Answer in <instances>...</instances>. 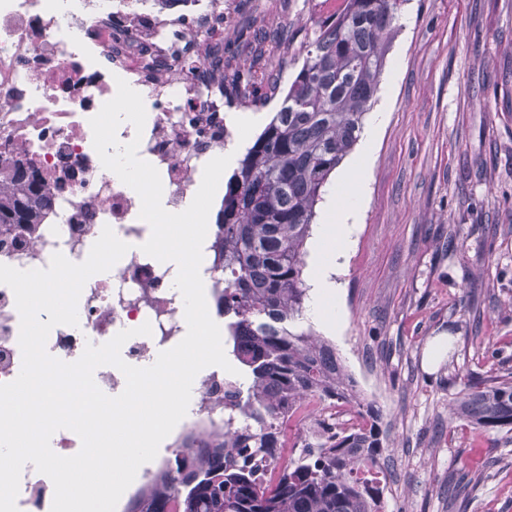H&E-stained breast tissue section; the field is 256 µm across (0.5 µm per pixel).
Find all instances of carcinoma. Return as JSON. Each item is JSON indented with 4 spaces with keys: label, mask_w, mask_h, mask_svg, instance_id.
<instances>
[{
    "label": "carcinoma",
    "mask_w": 512,
    "mask_h": 512,
    "mask_svg": "<svg viewBox=\"0 0 512 512\" xmlns=\"http://www.w3.org/2000/svg\"><path fill=\"white\" fill-rule=\"evenodd\" d=\"M406 0H337L302 46L303 63L277 111L228 178L216 214L224 240V333L240 364L241 387L224 393V440L175 450L165 473L133 495L126 512H383L385 436L380 412L361 398L332 344L300 325L309 288L304 246L331 175L359 141ZM262 51L266 33L248 22ZM233 42L209 45L205 67L219 91L255 100L253 66L237 62ZM0 225L40 224L51 198L39 171L0 156ZM356 409L341 432L317 424L316 441L297 435L283 462L284 425L315 401ZM452 418L491 433L512 430V377L464 383Z\"/></svg>",
    "instance_id": "cac0c4a2"
}]
</instances>
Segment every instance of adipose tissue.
<instances>
[{
	"label": "adipose tissue",
	"instance_id": "ef3b65f1",
	"mask_svg": "<svg viewBox=\"0 0 512 512\" xmlns=\"http://www.w3.org/2000/svg\"><path fill=\"white\" fill-rule=\"evenodd\" d=\"M367 165L360 162L337 180L331 190L334 205L321 227L323 249L333 260L343 259L350 239L352 226L364 204L362 190ZM315 290L308 314L313 319L327 323L340 319L341 309L335 303L338 288L330 277L328 267H318L314 272Z\"/></svg>",
	"mask_w": 512,
	"mask_h": 512
}]
</instances>
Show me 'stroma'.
<instances>
[{
	"instance_id": "1",
	"label": "stroma",
	"mask_w": 512,
	"mask_h": 512,
	"mask_svg": "<svg viewBox=\"0 0 512 512\" xmlns=\"http://www.w3.org/2000/svg\"><path fill=\"white\" fill-rule=\"evenodd\" d=\"M322 0H224L284 32L258 61L265 126L302 65ZM373 107L389 118L336 280L342 325L314 322L386 431L384 512H512V431L450 421L473 377L512 375V0H408ZM447 350L427 357L437 341Z\"/></svg>"
}]
</instances>
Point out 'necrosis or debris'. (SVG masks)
<instances>
[{
    "label": "necrosis or debris",
    "mask_w": 512,
    "mask_h": 512,
    "mask_svg": "<svg viewBox=\"0 0 512 512\" xmlns=\"http://www.w3.org/2000/svg\"><path fill=\"white\" fill-rule=\"evenodd\" d=\"M56 2L0 0V155L32 162L52 198L42 224L14 230L0 244V264L45 269L58 252L80 263L111 227L130 250L108 279L85 283L78 326H55L46 350L73 362L86 344H104L147 323L151 335L132 337L121 349L128 364L140 367L184 338V301L172 286L173 268L136 249L150 229L139 217L140 197L103 167L89 120L115 96L117 79L138 87L148 110L144 130L127 122L117 139H139V156L160 174L166 210H185L205 164L234 141L231 115L214 91L220 79L205 75L199 55L220 36L209 21L224 0H182L175 12L155 0H76L67 20ZM145 46L158 68H146ZM19 334L14 293L0 284V383L21 371ZM233 381L221 367L201 370L180 433H223L224 393ZM53 497L52 481L26 464L19 512H51Z\"/></svg>",
    "instance_id": "4bbe7bcc"
}]
</instances>
